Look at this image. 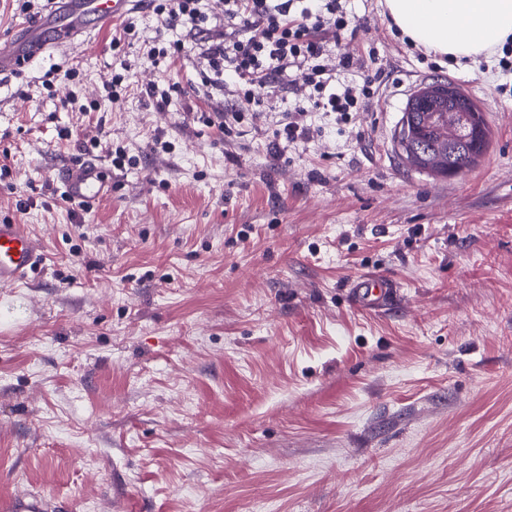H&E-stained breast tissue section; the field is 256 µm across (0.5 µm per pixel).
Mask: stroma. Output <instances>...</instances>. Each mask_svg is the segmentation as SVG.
I'll use <instances>...</instances> for the list:
<instances>
[{"label": "stroma", "instance_id": "1", "mask_svg": "<svg viewBox=\"0 0 512 512\" xmlns=\"http://www.w3.org/2000/svg\"><path fill=\"white\" fill-rule=\"evenodd\" d=\"M357 35L400 86L313 138L276 129L294 98L230 141L192 121L193 57L152 65L112 32L0 83V218L44 263L0 287V498L69 512H512V73L497 60L427 68L384 14L350 0ZM76 64L80 88L34 79ZM133 82L102 99L119 64ZM474 97L492 137L441 178L406 167L394 131L431 79ZM178 84L167 111L142 94ZM101 98L72 112L71 94ZM125 147L93 208L61 201L59 169L94 137ZM171 141L154 149V138ZM32 197L27 211L18 196ZM394 284L358 308L360 275Z\"/></svg>", "mask_w": 512, "mask_h": 512}]
</instances>
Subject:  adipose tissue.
<instances>
[{"label": "adipose tissue", "mask_w": 512, "mask_h": 512, "mask_svg": "<svg viewBox=\"0 0 512 512\" xmlns=\"http://www.w3.org/2000/svg\"><path fill=\"white\" fill-rule=\"evenodd\" d=\"M403 37L455 62L491 57L512 36V0H385Z\"/></svg>", "instance_id": "ef3b65f1"}]
</instances>
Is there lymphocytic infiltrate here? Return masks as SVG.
I'll return each mask as SVG.
<instances>
[{
    "label": "lymphocytic infiltrate",
    "instance_id": "1",
    "mask_svg": "<svg viewBox=\"0 0 512 512\" xmlns=\"http://www.w3.org/2000/svg\"><path fill=\"white\" fill-rule=\"evenodd\" d=\"M150 5L163 30L147 41L148 58L158 64L193 53L201 65L198 92L216 101L204 123L227 135L246 112L264 108V90L273 84L288 87L296 100L281 134L303 144L313 136L308 110L344 123L394 82L387 68L369 70L361 57L334 53L333 40L360 26L343 0H223L218 13L205 0ZM355 69L363 71L362 81L341 80Z\"/></svg>",
    "mask_w": 512,
    "mask_h": 512
}]
</instances>
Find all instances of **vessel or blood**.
Segmentation results:
<instances>
[{
  "instance_id": "vessel-or-blood-1",
  "label": "vessel or blood",
  "mask_w": 512,
  "mask_h": 512,
  "mask_svg": "<svg viewBox=\"0 0 512 512\" xmlns=\"http://www.w3.org/2000/svg\"><path fill=\"white\" fill-rule=\"evenodd\" d=\"M136 0H49L41 16L23 23L18 39L0 49V79L10 76L23 60L63 53L80 44L91 29H104L123 18ZM60 181L69 198L84 206L99 201L108 191V175L94 159L63 168ZM42 267V250L26 225L0 222V286L29 280ZM394 288L385 278L362 275L351 283L350 294L361 307L375 309L386 302ZM45 500L35 494L0 502V512H47Z\"/></svg>"
}]
</instances>
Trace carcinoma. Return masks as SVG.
I'll return each instance as SVG.
<instances>
[{
  "mask_svg": "<svg viewBox=\"0 0 512 512\" xmlns=\"http://www.w3.org/2000/svg\"><path fill=\"white\" fill-rule=\"evenodd\" d=\"M451 83L431 81L407 100L395 135L401 159L412 169L431 176L463 173L479 163L491 142V130L481 109L462 121H448Z\"/></svg>",
  "mask_w": 512,
  "mask_h": 512,
  "instance_id": "obj_1",
  "label": "carcinoma"
}]
</instances>
